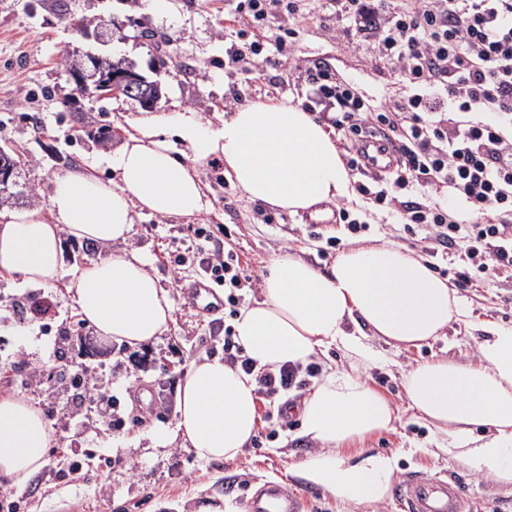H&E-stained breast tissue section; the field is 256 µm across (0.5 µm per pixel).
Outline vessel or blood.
Returning <instances> with one entry per match:
<instances>
[{"label": "vessel or blood", "instance_id": "1", "mask_svg": "<svg viewBox=\"0 0 512 512\" xmlns=\"http://www.w3.org/2000/svg\"><path fill=\"white\" fill-rule=\"evenodd\" d=\"M365 163L374 173H387L396 165L392 149L383 147L377 132L367 133L361 142ZM187 303L203 314L219 312L224 306V291L210 279L200 276L183 290ZM396 498L402 512H465V501L456 481L421 477L400 483ZM246 512H300L301 498L278 483H269L245 501Z\"/></svg>", "mask_w": 512, "mask_h": 512}]
</instances>
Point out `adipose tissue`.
<instances>
[{"mask_svg": "<svg viewBox=\"0 0 512 512\" xmlns=\"http://www.w3.org/2000/svg\"><path fill=\"white\" fill-rule=\"evenodd\" d=\"M108 159L56 175L46 207L0 211V275L45 287L63 277L62 234L104 244L127 242L136 211L192 217L209 211L200 169L224 161V174L248 201L316 216L324 204L355 200L353 179L323 122L301 107L256 102L219 120L184 108L129 119ZM80 314L101 335L135 346L168 330L172 305L134 250L78 269L71 279ZM263 298L234 321L237 343L256 369L306 365L338 350L355 364L378 359L374 335L404 347L437 338L462 311L454 290L422 260L387 244L344 249L321 271L291 254L275 257ZM476 362L424 361L405 375L410 408L444 435L440 453L471 474L512 485V328L476 342ZM254 376L218 359L193 362L178 389L177 422L205 460L239 455L259 422ZM303 436L317 452L293 476L346 505L383 502L396 475L394 455L353 458L349 444L388 430L391 402L359 375L326 369L302 399ZM483 435H474V428ZM51 430L30 400L0 394V473L23 483L42 466Z\"/></svg>", "mask_w": 512, "mask_h": 512, "instance_id": "obj_1", "label": "adipose tissue"}]
</instances>
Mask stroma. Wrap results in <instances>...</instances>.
<instances>
[{"mask_svg": "<svg viewBox=\"0 0 512 512\" xmlns=\"http://www.w3.org/2000/svg\"><path fill=\"white\" fill-rule=\"evenodd\" d=\"M32 0H0V146L15 149L20 157L8 208L25 209L29 193L48 200L54 175L73 170L117 149L126 137V117L138 111L137 102L125 97L99 98L80 94L61 64L69 52L86 51L88 41L78 32L63 28L50 14L32 9ZM237 0H163L160 9L146 11L143 0H80L86 14L133 16L153 30L146 37L139 27L125 25L114 32L105 51L110 58L133 63L149 79L159 81L163 96L159 110L188 107L203 116L225 113V103L241 88L250 87V102L302 103L308 87L295 74L272 65L240 73L228 63L227 48L239 37L254 41L247 25L233 22ZM335 19L323 11L300 27L296 39V64L326 66L353 84L371 105L384 104L397 90L371 59L333 35ZM108 127L112 140L101 144L92 129ZM56 156L48 158L44 146ZM205 192L212 204L209 213L195 217L159 218L136 216L126 245L100 244L63 236V252L79 250L82 264H90L123 248L139 250L147 268L169 294L173 306L170 328L162 336L129 347L101 336L78 312L68 279L46 288L24 283L21 275L0 276V390L31 400L38 394L20 386L11 369L10 356L26 348L31 360L44 358L47 335L68 332L67 354L76 357L79 344L95 347L88 358L101 380H113L118 398L115 411L127 424L113 432L97 429L95 413L82 424L55 429L42 468L25 484L16 486L20 512H204L207 506L231 503L243 512L244 498L267 482L288 484L303 500L302 512H401L395 497L379 510L344 507L327 493L292 477L291 469L312 452L314 445L301 434L295 409L316 379L292 391L287 421L270 415L259 404L257 432L262 447L245 446L233 459L203 462L175 435L177 390L191 367L202 356L223 357L224 328L232 322L228 312L207 317L188 307L176 288L201 274L193 263L179 265L182 242L194 228L213 231L223 250L238 254L250 274L264 276L269 260L289 249L320 270L329 269L340 251L354 242L390 243L423 260H434L445 279H454L453 254L430 255L422 239L424 230L408 233L402 220L386 206L365 198L330 205L331 223L316 226L306 214L291 215L279 209L251 203L224 176V163L213 159L201 169ZM348 210L359 230H351L340 217ZM464 309L461 321L451 322L444 336L417 348H398L381 339L372 345L382 360L362 367L369 384L392 403L396 420L391 430L350 447V454L386 452L397 458V481L415 476H441L460 482L469 512H512V494L491 482L476 478L447 456H432L440 442L436 428L408 409L403 376L419 362L446 358L467 363L475 358V339L486 325L512 326V278L489 271L481 287L457 288ZM155 387L168 409L163 417L148 416L136 423L140 403L125 391L127 378ZM90 457L80 476L67 465L71 451ZM115 466H106V459ZM137 459L140 467L127 474L121 462Z\"/></svg>", "mask_w": 512, "mask_h": 512, "instance_id": "obj_1", "label": "stroma"}]
</instances>
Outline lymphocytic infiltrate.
Returning a JSON list of instances; mask_svg holds the SVG:
<instances>
[{
  "instance_id": "1",
  "label": "lymphocytic infiltrate",
  "mask_w": 512,
  "mask_h": 512,
  "mask_svg": "<svg viewBox=\"0 0 512 512\" xmlns=\"http://www.w3.org/2000/svg\"><path fill=\"white\" fill-rule=\"evenodd\" d=\"M336 19V36L365 52L398 84L379 110H370L357 89L329 70L304 71L309 90L306 111H321L329 127L350 149L348 163L360 169L353 149L373 128L397 144L393 173L359 184L362 194L399 213L406 224L429 227L432 236L454 249L462 266L461 286L476 287L489 270L512 271V0H324ZM237 13L261 33V40L230 49L232 63L249 69L257 61L283 67L295 62V28H271L276 14L308 20L312 0H240ZM469 205L473 223L456 220L441 188ZM205 272L240 303L241 288L258 287L244 273L238 255L211 250ZM232 365L256 375L258 392L276 404L300 387V369L285 364L255 372L241 357L232 334L224 336ZM13 367L23 385L43 388L50 419L79 421L82 409L73 392L94 385L89 367L59 358L52 375L18 350Z\"/></svg>"
}]
</instances>
